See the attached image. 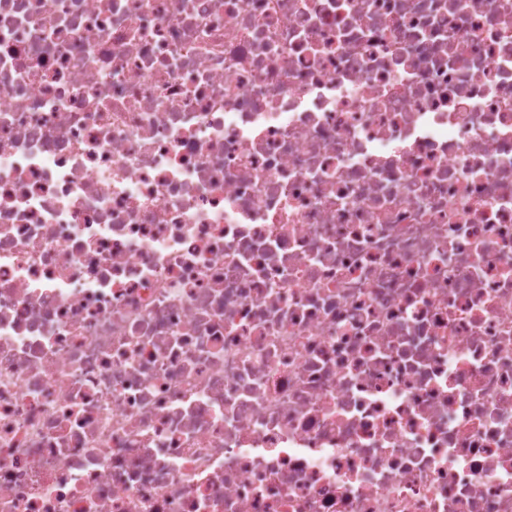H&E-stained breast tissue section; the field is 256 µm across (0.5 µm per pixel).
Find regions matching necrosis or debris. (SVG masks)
<instances>
[{"label":"necrosis or debris","mask_w":512,"mask_h":512,"mask_svg":"<svg viewBox=\"0 0 512 512\" xmlns=\"http://www.w3.org/2000/svg\"><path fill=\"white\" fill-rule=\"evenodd\" d=\"M0 512H512V0H0Z\"/></svg>","instance_id":"1"}]
</instances>
